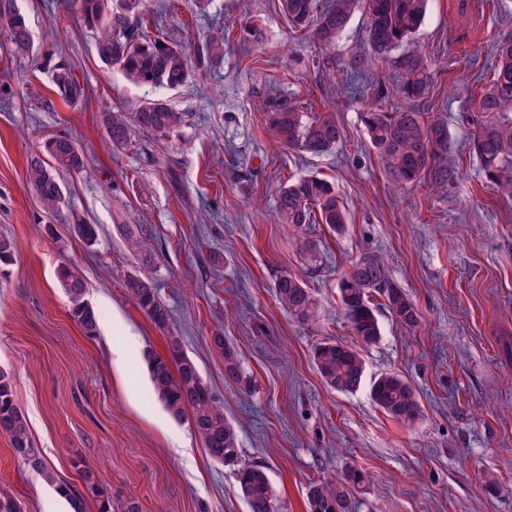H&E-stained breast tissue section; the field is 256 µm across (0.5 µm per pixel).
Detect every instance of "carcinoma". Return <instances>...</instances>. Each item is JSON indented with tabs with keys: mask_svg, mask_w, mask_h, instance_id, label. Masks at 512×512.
Here are the masks:
<instances>
[{
	"mask_svg": "<svg viewBox=\"0 0 512 512\" xmlns=\"http://www.w3.org/2000/svg\"><path fill=\"white\" fill-rule=\"evenodd\" d=\"M428 0H281L290 27L307 30L317 44L330 47L359 8L368 17L367 51H357L350 62V75L343 80V92H369L373 85L358 84L366 68L390 66L398 92L410 106L395 110L373 107L362 113L370 144L390 180L399 187L426 181L433 189H443L456 178V167L448 163L450 130L448 123L429 120L419 105L432 81L431 61L416 50L396 51L408 44L422 24ZM83 21L99 30L96 52L100 60L117 68L125 80L135 86L177 89L188 82L192 69L208 70L224 59V37H209L194 46L195 64L183 45L167 38L151 36L147 23L159 26L158 15L147 0H71ZM0 34L12 52H30L31 33L27 16L17 0H0ZM263 39L256 23L240 25L239 41L255 45ZM488 71L489 82L471 94L472 108L481 122L472 143L480 169L502 196L512 199V32L498 37L494 60ZM55 85L58 95L75 103L88 98L85 86L67 69L57 67ZM264 111L270 115L271 129L278 142L292 151L320 154L330 151L341 139V129L330 113L313 116L301 112L296 103L284 96L272 97ZM182 116L164 99L138 105L130 112H105L102 124L116 153H123L137 133L158 140L177 135ZM86 167V156L69 136L47 139L27 164V180L36 192L42 209L63 224L71 225L76 236L86 244L97 241L98 229L77 213L63 212V192L59 182L63 172L79 173ZM280 223L299 229L306 224H325L340 234L346 227L345 209L332 183L317 175L288 180L276 201ZM127 250L134 256L151 255V240L126 229ZM16 245L0 239V270L13 264ZM57 280L66 291L70 315L87 337L98 332V313L85 298L86 282L73 266L63 264ZM127 293L151 324L167 335L164 354L146 351L143 360L152 391L167 413L176 420L189 418L191 428L206 452L233 449L235 455L225 464L234 467L235 480L248 512H278L276 495L262 464H240V448L235 426L224 416L222 406L204 381L200 368L184 349L182 339L171 331L172 314L159 299L153 283L146 277L131 276L125 281ZM344 316L356 338L347 344L327 339L315 345L313 362L323 382L333 390L353 392L365 381V363L361 347L381 336L377 307L372 301L379 294L391 316L413 328L421 314L410 296L393 282L381 256L367 254L355 261L337 283ZM280 306L298 323L313 324L319 317V302L306 283L285 272L274 283ZM212 348L224 360V376L240 381L241 365L236 347L217 333ZM370 397L388 416L403 424H413L422 416L415 388L398 373H384L369 386ZM0 431L9 439L15 457L47 480L55 481L54 472L34 446V442L16 397L12 378L0 372ZM83 490L64 484L58 487L72 512H85L86 501L97 503V512H114L112 497L96 475L83 470ZM367 474L351 467L334 480L312 482L307 489L308 512H357L352 489L365 484Z\"/></svg>",
	"mask_w": 512,
	"mask_h": 512,
	"instance_id": "obj_1",
	"label": "carcinoma"
}]
</instances>
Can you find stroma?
Masks as SVG:
<instances>
[{
    "instance_id": "stroma-1",
    "label": "stroma",
    "mask_w": 512,
    "mask_h": 512,
    "mask_svg": "<svg viewBox=\"0 0 512 512\" xmlns=\"http://www.w3.org/2000/svg\"><path fill=\"white\" fill-rule=\"evenodd\" d=\"M459 1L429 0L411 40L436 63L425 110L447 122L459 177L444 190H399L360 121L371 106L403 105L390 77L380 76L388 92L379 99L333 88L365 38L364 11L325 49L290 28L279 0H212L190 30L194 0H177L162 16L164 35L192 43L223 36L224 61L165 90L130 85L101 63L97 30L69 0H19L32 54L14 55L0 37V238L18 247L0 278V370L12 376L55 480L24 465L0 435V493L26 512H68L57 486L81 488L73 466L81 457L114 502L136 497L142 512H247L232 471L208 456L188 420L173 419L151 396L142 353L167 343L126 291V279L139 275L154 283L236 426L242 462L266 466L280 512H306L310 483L350 465L368 475L353 492L358 512H512V200L480 170L471 149L478 115L469 107L495 40L512 31V0H467L463 13ZM246 20L263 29L261 47L239 44ZM61 64L87 87L85 102L57 94ZM273 96L333 113L342 130L336 149L314 156L278 145L261 109ZM152 99L183 113L179 138L139 134L113 155L103 112ZM56 135L76 138L87 156L86 172L61 183L66 206L99 228L91 246L65 224L55 238L45 235L51 218L26 179L30 156ZM312 174L334 185L348 218L339 235L307 226L320 243L314 262L275 218L281 184ZM127 226L151 239L150 263L126 251ZM367 253L383 256L422 315L406 328L375 297L381 337L362 350L366 378L392 371L416 389L422 417L412 425L387 416L368 388H328L311 359L323 339L352 342L336 283ZM62 263L87 282L100 313L96 337L69 315L56 279ZM286 271L314 290L317 325L280 308L273 284ZM218 329L239 352L241 381L225 379L210 346Z\"/></svg>"
}]
</instances>
